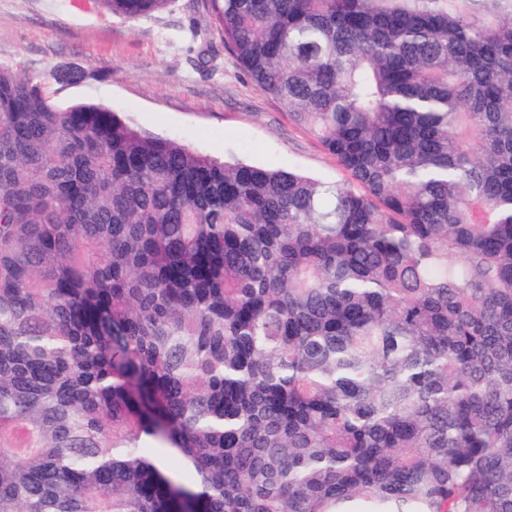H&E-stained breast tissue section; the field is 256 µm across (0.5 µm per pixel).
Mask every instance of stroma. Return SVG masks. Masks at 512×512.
Segmentation results:
<instances>
[{"label": "stroma", "instance_id": "stroma-1", "mask_svg": "<svg viewBox=\"0 0 512 512\" xmlns=\"http://www.w3.org/2000/svg\"><path fill=\"white\" fill-rule=\"evenodd\" d=\"M210 22L208 0H173L134 22L97 0H0V67L43 78L61 105L86 101L210 156L234 155L274 169H300L326 181L345 179L320 142L294 126L273 96L251 83L218 35L191 36ZM214 70L195 68L200 51ZM100 73L78 85L57 70Z\"/></svg>", "mask_w": 512, "mask_h": 512}]
</instances>
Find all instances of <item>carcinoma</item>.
<instances>
[{
	"instance_id": "1",
	"label": "carcinoma",
	"mask_w": 512,
	"mask_h": 512,
	"mask_svg": "<svg viewBox=\"0 0 512 512\" xmlns=\"http://www.w3.org/2000/svg\"><path fill=\"white\" fill-rule=\"evenodd\" d=\"M209 2L348 179L0 68V512H512V0Z\"/></svg>"
}]
</instances>
